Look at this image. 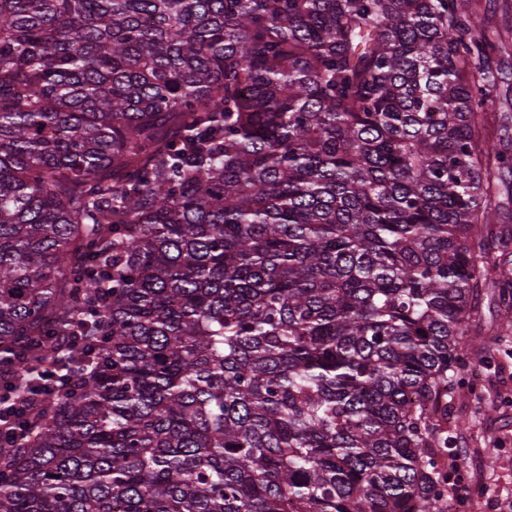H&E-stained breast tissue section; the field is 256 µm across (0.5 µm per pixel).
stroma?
<instances>
[{"label": "stroma", "mask_w": 512, "mask_h": 512, "mask_svg": "<svg viewBox=\"0 0 512 512\" xmlns=\"http://www.w3.org/2000/svg\"><path fill=\"white\" fill-rule=\"evenodd\" d=\"M481 19L479 30L504 45V60L512 68V0H472ZM486 128L512 151V76L491 89ZM499 204L498 235L510 246L492 243L491 261L512 254V172L501 171L494 189ZM501 310L484 302L476 323L489 348L465 343L461 362L448 392L449 420H463V428H449L455 466L449 467L448 493L456 512H504L512 502V327L504 325Z\"/></svg>", "instance_id": "obj_1"}]
</instances>
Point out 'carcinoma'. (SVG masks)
Listing matches in <instances>:
<instances>
[{"instance_id": "cac0c4a2", "label": "carcinoma", "mask_w": 512, "mask_h": 512, "mask_svg": "<svg viewBox=\"0 0 512 512\" xmlns=\"http://www.w3.org/2000/svg\"><path fill=\"white\" fill-rule=\"evenodd\" d=\"M471 0H0V512H448L488 281Z\"/></svg>"}]
</instances>
